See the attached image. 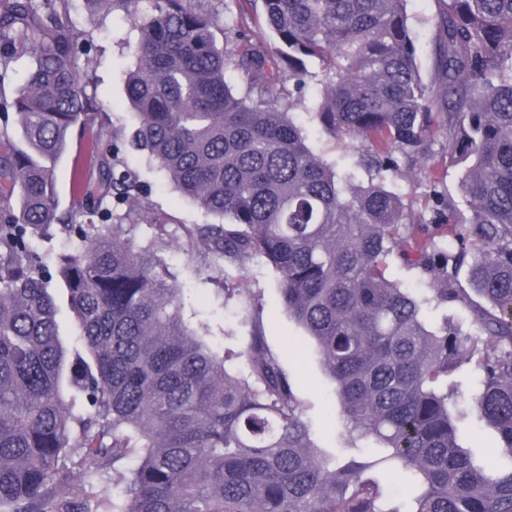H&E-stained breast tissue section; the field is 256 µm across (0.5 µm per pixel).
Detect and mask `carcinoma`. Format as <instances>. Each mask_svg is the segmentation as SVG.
<instances>
[{"mask_svg":"<svg viewBox=\"0 0 512 512\" xmlns=\"http://www.w3.org/2000/svg\"><path fill=\"white\" fill-rule=\"evenodd\" d=\"M67 0H0V84L16 46L31 64L0 97V512H512V466L480 465L456 439L448 378H479L476 419L512 461V0H441L437 73L424 84L407 0H236L274 34L268 51L243 31L216 44L197 0H89L123 11L137 39L125 71L137 125L131 143L203 211L207 249L233 264L259 258L280 303L319 348L334 404L351 432L386 451L387 482L354 446L328 458L302 418L281 354L264 327L220 356L181 315L182 289L124 218L92 235L94 203L128 205L140 185L102 157L62 229L77 253L46 265L34 236L57 223L56 163L100 116L71 56ZM319 71L309 70L310 64ZM242 73L259 94L226 79ZM321 86L314 115L367 149L338 173L281 109L283 77ZM444 128L470 208L428 185L433 220L417 232L386 187L400 160ZM430 278L423 299L388 277L393 260ZM468 266L483 299L468 324L431 326L424 306L465 301ZM63 290L82 349L67 356L53 288ZM240 360L236 374L226 363ZM75 395L64 400L63 375ZM88 405L74 412V401ZM112 472V484L99 481ZM79 477L90 487L68 492ZM116 491H110V486Z\"/></svg>","mask_w":512,"mask_h":512,"instance_id":"carcinoma-1","label":"carcinoma"}]
</instances>
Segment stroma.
Returning a JSON list of instances; mask_svg holds the SVG:
<instances>
[{
	"mask_svg": "<svg viewBox=\"0 0 512 512\" xmlns=\"http://www.w3.org/2000/svg\"><path fill=\"white\" fill-rule=\"evenodd\" d=\"M407 14L418 46L416 64L423 82L428 84L433 78L437 0H408ZM69 15L79 36L76 66L89 76L86 92L97 98L106 119L96 139H73L55 166L60 212H67L75 202L78 179H99L100 148L117 145L122 166L136 176L141 186L127 233L135 242L155 243L158 256L183 290L181 314L187 325L208 337L216 347L239 348L247 333L243 318L249 301L252 296H261L266 342L283 356L313 439L328 456L343 457L350 439L342 419L333 412L329 399L332 382L322 367L315 344L281 306L273 271L261 261L238 267L213 257L205 247H189V233L211 223V216L184 197L146 154L128 145L135 118L125 95L122 72L131 65L132 57L122 38L133 33L130 19L119 10L95 13L85 0H70ZM318 91V85L312 84L304 96L290 97L292 120L324 162L340 171L354 168L363 145L357 140L334 139L321 128L312 116ZM433 173L440 180V190L455 200L460 210L468 208L459 192L461 169L450 162L446 135L441 132L432 139L425 159L403 166L401 173L387 183L388 189L408 204V225L430 221L424 193ZM456 380L466 392L458 401V442L478 463H486L499 439L493 429L475 423L470 395L478 379L465 368L457 373Z\"/></svg>",
	"mask_w": 512,
	"mask_h": 512,
	"instance_id": "35a3bbf8",
	"label": "stroma"
}]
</instances>
